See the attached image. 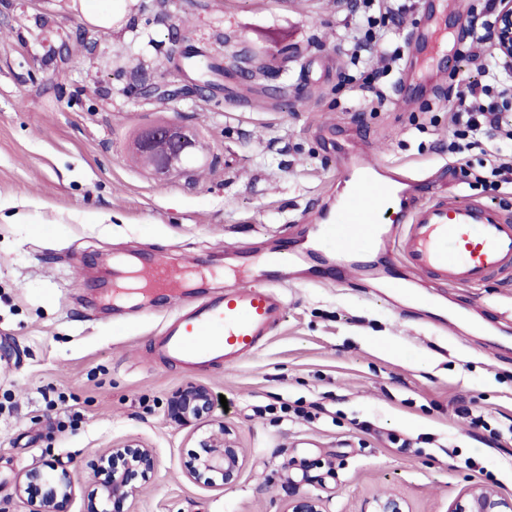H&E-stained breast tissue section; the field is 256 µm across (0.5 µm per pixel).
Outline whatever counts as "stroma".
I'll return each instance as SVG.
<instances>
[{"label": "stroma", "mask_w": 512, "mask_h": 512, "mask_svg": "<svg viewBox=\"0 0 512 512\" xmlns=\"http://www.w3.org/2000/svg\"><path fill=\"white\" fill-rule=\"evenodd\" d=\"M447 2L395 0L401 58L387 74L367 66L381 105L343 49L349 0H117L107 28L89 14L108 0H0V512H26L15 480L45 460L72 470L71 512H83L99 455L128 440L157 458L132 512H283L289 485L328 512L392 490L411 512H446L474 484L512 495V281L444 289L465 317L443 330L365 295L362 274L316 286L289 264L266 344L201 369L155 351L173 303L115 313L101 301L103 268L131 249L212 268L216 288L243 247L290 255L311 211L339 203L338 164L361 148L512 215V185L451 173L489 171L488 155L452 136L459 92L484 80L466 27L487 0ZM426 26L447 57L409 54ZM189 44L245 62L212 97H140L144 84L183 83L172 57ZM251 56L275 73L254 76ZM167 120L201 148L159 178L129 146ZM191 383L227 400L213 416L246 456L234 486L186 475L195 437L167 403Z\"/></svg>", "instance_id": "obj_1"}]
</instances>
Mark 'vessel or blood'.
<instances>
[{"instance_id":"obj_1","label":"vessel or blood","mask_w":512,"mask_h":512,"mask_svg":"<svg viewBox=\"0 0 512 512\" xmlns=\"http://www.w3.org/2000/svg\"><path fill=\"white\" fill-rule=\"evenodd\" d=\"M353 182L340 209L317 212L315 221L335 232L341 251L361 257L387 244L417 276L454 288H475L512 278V217L481 201L431 192L426 200L409 193L403 175L376 169L369 154L356 156ZM193 270L155 257L113 284V297H133L154 288L177 299ZM285 311L271 285H241L216 293L178 315L158 339L166 360L199 367L254 354Z\"/></svg>"}]
</instances>
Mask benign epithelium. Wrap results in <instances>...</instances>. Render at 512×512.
<instances>
[{
  "instance_id": "benign-epithelium-1",
  "label": "benign epithelium",
  "mask_w": 512,
  "mask_h": 512,
  "mask_svg": "<svg viewBox=\"0 0 512 512\" xmlns=\"http://www.w3.org/2000/svg\"><path fill=\"white\" fill-rule=\"evenodd\" d=\"M471 37L490 44L498 66L512 73V0H497L493 20L487 32L470 26ZM204 87L201 82L187 92L180 87L160 91L150 87L152 95L162 99L196 96ZM195 147L188 128L177 121L152 126L137 143L139 154L153 162L154 173L166 177L183 169ZM213 398L208 388L188 385L175 392L168 401L169 417L185 427L205 432L198 439L202 451L194 455L187 469L192 480L235 484L245 464L244 451L224 422L212 419ZM156 457L148 445L128 441L108 449L97 463L98 480L87 497L83 512H131V500L139 484L155 471ZM15 494L24 500L28 512H70L76 496L71 471L54 462H45L24 470L16 479ZM369 512H410L399 495H378L370 502ZM285 512H325L323 498L310 492L288 493ZM448 512H512V497L503 496L485 485H472L448 506Z\"/></svg>"
}]
</instances>
